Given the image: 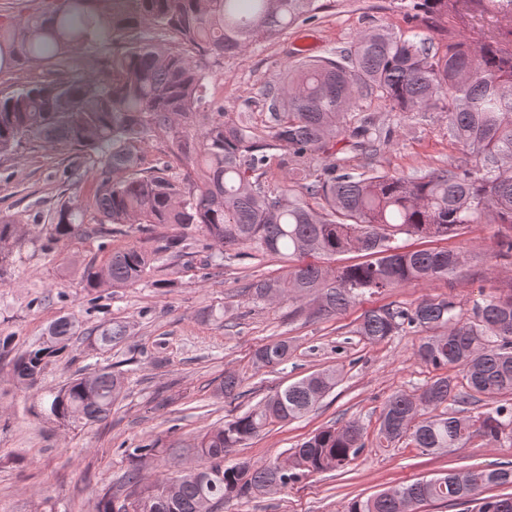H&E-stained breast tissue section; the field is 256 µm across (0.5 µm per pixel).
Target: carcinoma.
<instances>
[{"label": "carcinoma", "mask_w": 512, "mask_h": 512, "mask_svg": "<svg viewBox=\"0 0 512 512\" xmlns=\"http://www.w3.org/2000/svg\"><path fill=\"white\" fill-rule=\"evenodd\" d=\"M108 2L53 0L39 12L0 16V73L32 63L53 72L49 80L0 97V155L28 140L47 150L86 153L89 164L63 176L70 186L90 187L88 197L63 201L42 226L1 218L0 276L13 268L15 249L42 234L50 245L90 235L107 240L112 224H135L140 231L170 224L182 230L163 246L171 253L180 252L186 232L194 230L226 255L250 250L290 262L323 258L329 265L292 264L285 280L261 279L249 289L261 300L310 298L319 312L337 315L367 295L457 275L461 253L407 250L398 244L401 235L447 241L475 224H496L498 255L512 258V38L505 43L491 35L477 47L450 39L439 48L371 29L349 50L285 65L262 91L269 125L260 135L247 113L233 118L214 107L213 67L314 17L321 0H126L116 9ZM409 8L422 22L496 21L512 15V0H410ZM105 43L115 48L104 76L70 75L71 53ZM368 99L399 121L446 113V135L461 156L410 176L379 168L374 159L386 139L383 128L370 115L346 121ZM154 138L165 141L186 174L142 166L141 145ZM345 152L361 156L363 164L347 167ZM275 165L288 168V183L277 188L269 184ZM350 252L364 254V261L330 267ZM153 261L154 254L137 245L112 250L101 265L84 270V287L136 284ZM74 328V320L61 317L46 339L15 355V381L34 386ZM407 330L419 335L416 360L440 371L457 368L462 377L442 373L418 396L388 397L376 447L409 441L430 455L473 438L512 439V405L474 415L457 409L481 396L512 394V287L492 288L466 310L453 296L391 303L365 311L357 326L370 342ZM84 336L112 346L123 341L126 326L99 325ZM287 359L285 340L254 353L259 368ZM341 380L340 370L322 368L275 390L256 408L197 437L191 449L202 466L150 486H141V471L164 449L155 441L132 449L124 490L104 488L95 512H123L127 504L131 512H216L226 500L345 468L366 447V429L357 420L316 430L283 460L261 467L224 464L228 449L302 417ZM123 382V372L110 365L79 373L47 392V411L63 423L102 422ZM241 384L227 375L219 392L238 399ZM451 404L455 409H448ZM506 485L512 486L508 466L448 470L356 499L344 512H418L423 503L458 500L477 502L476 512H512V494L481 496Z\"/></svg>", "instance_id": "1"}]
</instances>
